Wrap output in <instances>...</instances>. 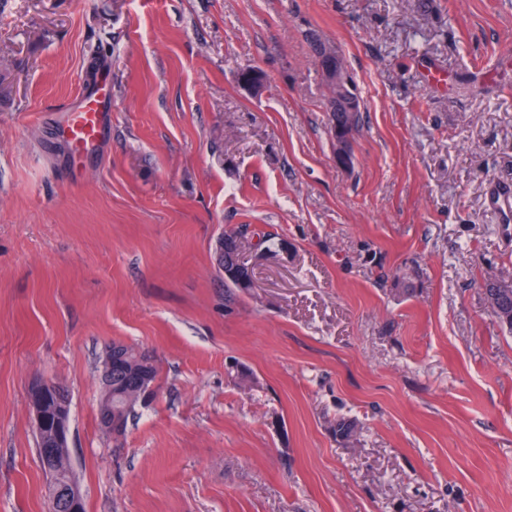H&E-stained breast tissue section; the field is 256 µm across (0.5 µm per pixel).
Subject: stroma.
<instances>
[{
  "mask_svg": "<svg viewBox=\"0 0 512 512\" xmlns=\"http://www.w3.org/2000/svg\"><path fill=\"white\" fill-rule=\"evenodd\" d=\"M316 38L363 108L348 168ZM508 52L512 0H0V512H50L39 379L69 392L85 512H512V333L483 292L512 277L485 202L512 186ZM105 56L77 169L59 130ZM115 342L159 365L119 448ZM219 261L224 276L229 278L242 279L241 265L238 260V249L226 242V245L219 250ZM50 393H54L57 401L64 409L65 405L67 406L68 404L64 390L56 383L50 380H40L36 382L30 391L29 407L34 418L36 428L38 429H42L46 426L47 418L44 413V408Z\"/></svg>",
  "mask_w": 512,
  "mask_h": 512,
  "instance_id": "35a3bbf8",
  "label": "stroma"
}]
</instances>
